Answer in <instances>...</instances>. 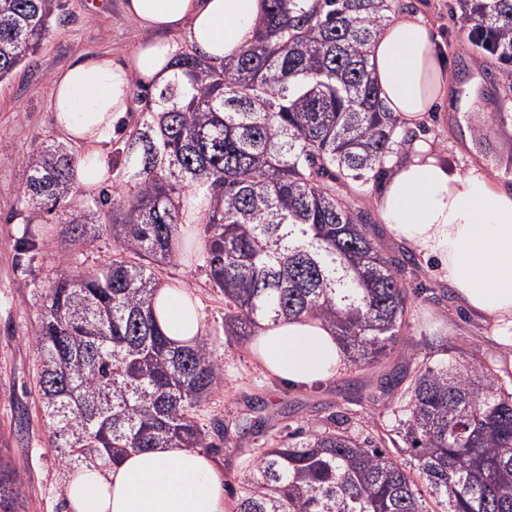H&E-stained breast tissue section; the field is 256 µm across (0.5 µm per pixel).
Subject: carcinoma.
I'll return each instance as SVG.
<instances>
[{
	"label": "carcinoma",
	"instance_id": "carcinoma-1",
	"mask_svg": "<svg viewBox=\"0 0 512 512\" xmlns=\"http://www.w3.org/2000/svg\"><path fill=\"white\" fill-rule=\"evenodd\" d=\"M256 41L237 58L204 61L189 46L174 79L136 96L142 120L115 147L133 161L94 205L79 203L77 155L42 146L19 165L21 194L9 219L58 211L81 244L112 229V255L74 271L58 258L30 340L50 446L69 464L111 465L165 445H234L193 410L222 380L207 343L177 345L160 329L150 264L179 265L194 242L182 232L183 198L205 188L210 281L224 294V333L250 336L262 322L318 319L350 362L389 358L409 304L411 257H384L369 236L372 213L344 188L384 173L397 118L378 106L368 46L398 0H267ZM65 0H0V82L35 54ZM471 20L493 29L512 61V0H489ZM414 360L384 377L410 379L403 440L416 476L385 442L324 427L255 451L233 512H512V391L485 365ZM23 499L0 448V512Z\"/></svg>",
	"mask_w": 512,
	"mask_h": 512
}]
</instances>
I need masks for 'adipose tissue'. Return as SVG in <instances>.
Wrapping results in <instances>:
<instances>
[{
    "instance_id": "ef3b65f1",
    "label": "adipose tissue",
    "mask_w": 512,
    "mask_h": 512,
    "mask_svg": "<svg viewBox=\"0 0 512 512\" xmlns=\"http://www.w3.org/2000/svg\"><path fill=\"white\" fill-rule=\"evenodd\" d=\"M126 14L160 39L124 58L92 57L56 74L51 105L63 138L80 149L76 181L93 196L112 177L109 146L132 110L134 83L161 87L173 78L171 34H185L208 61L238 56L259 33L265 0H125ZM371 77L398 133L427 124L448 102V53L417 9L395 10L376 32ZM391 159L376 201L379 220L422 257L453 296L512 337V187L474 167L439 159L432 141L414 136ZM156 320L171 340L201 337L203 317L190 289L165 286L154 298ZM251 351L288 385L311 386L336 375L344 356L333 330L313 319L262 324ZM64 495L70 512H225L224 481L197 448H152L126 454L107 472L73 471Z\"/></svg>"
}]
</instances>
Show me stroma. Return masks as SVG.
Segmentation results:
<instances>
[{
    "instance_id": "1",
    "label": "stroma",
    "mask_w": 512,
    "mask_h": 512,
    "mask_svg": "<svg viewBox=\"0 0 512 512\" xmlns=\"http://www.w3.org/2000/svg\"><path fill=\"white\" fill-rule=\"evenodd\" d=\"M433 21L448 50L449 92L460 98L463 85L480 76L477 111L444 109L435 113L427 134L450 165L467 170L477 166L512 185V64L471 45L463 18L470 0H413ZM123 0H66V15L56 23L41 48L0 84V448L15 463L22 486L24 512H65L64 488L70 467L50 448L35 389L40 368L29 337L43 302L51 263L66 258L72 267L86 268L112 251L110 234L78 246L65 245L57 214H34L31 223L12 220L20 196L18 165L33 149L61 144L49 109L52 80L62 69L98 53H128L146 38L122 11ZM483 128L475 137L474 128ZM162 283L191 288L205 324L204 340L224 363V376L194 413L205 429L223 422L235 430L239 421L261 416L258 431L238 438L233 452L215 454L226 481L225 498L234 503L238 474L253 458L255 448L270 439L286 441L289 434L324 425L328 418H346L359 440L385 438L395 442L391 454L407 472L415 459L401 442L397 410L408 396L403 388L386 392L383 374L405 368L411 354L431 362L477 359L505 380H512V347L503 346L491 323L464 310L448 288L417 266L407 282L414 293L405 316L397 350L376 367L344 364L336 376L312 387H291L268 376L252 355L249 340L227 341L224 296L213 288L204 254L178 266H160Z\"/></svg>"
}]
</instances>
